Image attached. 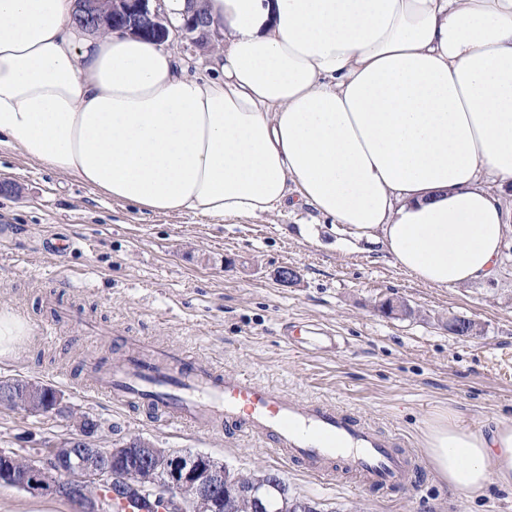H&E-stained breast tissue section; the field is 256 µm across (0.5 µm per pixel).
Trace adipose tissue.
Masks as SVG:
<instances>
[{
	"label": "adipose tissue",
	"mask_w": 512,
	"mask_h": 512,
	"mask_svg": "<svg viewBox=\"0 0 512 512\" xmlns=\"http://www.w3.org/2000/svg\"><path fill=\"white\" fill-rule=\"evenodd\" d=\"M224 49L79 38L74 0H0V144L152 214L294 202L418 280L495 276L512 212V0H205ZM449 489H512V422L425 434Z\"/></svg>",
	"instance_id": "adipose-tissue-1"
}]
</instances>
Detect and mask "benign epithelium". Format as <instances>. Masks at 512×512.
I'll list each match as a JSON object with an SVG mask.
<instances>
[{"mask_svg": "<svg viewBox=\"0 0 512 512\" xmlns=\"http://www.w3.org/2000/svg\"><path fill=\"white\" fill-rule=\"evenodd\" d=\"M203 0H188V15L183 22L172 25L158 7H150V0H80L79 17L90 18L97 30L149 33L160 41L169 38L189 40L203 50L212 48L211 36L217 33L212 26ZM26 408L42 414L67 413L60 393L55 399H43L39 391L32 390ZM81 435L70 443L51 449L55 460L54 472L49 473L35 464L18 465V458L10 453H0V484H6L31 494L47 489L64 490L76 501L77 512H98L100 503L86 493L88 484L106 485L112 496L126 500L143 498L149 494L171 503L172 512H189L193 502L202 497L214 501L224 498V468L217 466L204 453L187 462L180 454L164 452L147 440L113 448H99L93 437L99 424L83 416L78 421ZM165 454L166 464L159 484L146 491L135 479L138 467ZM240 492L259 501L258 512H278L274 502L266 497L259 486H248Z\"/></svg>", "mask_w": 512, "mask_h": 512, "instance_id": "1", "label": "benign epithelium"}]
</instances>
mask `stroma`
Returning <instances> with one entry per match:
<instances>
[{"label":"stroma","mask_w":512,"mask_h":512,"mask_svg":"<svg viewBox=\"0 0 512 512\" xmlns=\"http://www.w3.org/2000/svg\"><path fill=\"white\" fill-rule=\"evenodd\" d=\"M0 309L43 318L45 297L161 346L194 352L224 371H244L289 394L339 401L403 450L425 456L424 433L451 409L474 430L512 422V232L492 279L435 288L396 266L380 246L310 208L237 223L186 213L144 214L0 145ZM73 251L48 253V238ZM295 268L296 284L276 280ZM391 297L414 317L376 310ZM474 322L477 337L450 334L449 317ZM335 327L338 353L312 357L286 348L284 320ZM119 342L63 326L54 344L30 334L0 358V377L58 390L72 418L0 407V450L27 456L72 437L75 416L99 422L101 448L140 435L170 452H201L235 471L275 473L290 495L317 512H512V490L489 486L473 499L422 467L413 482L381 491L344 471L322 479L277 458L261 441L220 431L168 427L144 409L81 391L88 360L121 354Z\"/></svg>","instance_id":"stroma-1"}]
</instances>
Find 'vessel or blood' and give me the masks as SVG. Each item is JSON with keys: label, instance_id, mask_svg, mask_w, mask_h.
Returning a JSON list of instances; mask_svg holds the SVG:
<instances>
[{"label": "vessel or blood", "instance_id": "b4317fda", "mask_svg": "<svg viewBox=\"0 0 512 512\" xmlns=\"http://www.w3.org/2000/svg\"><path fill=\"white\" fill-rule=\"evenodd\" d=\"M80 321L67 307H54L38 325L44 338L56 335L59 319ZM280 334L293 349L333 353L340 338L329 328L284 322ZM121 358H103L82 378L81 388L113 402L145 408L153 421L223 430L254 438L308 471L353 474L364 485L387 489L410 481L414 458L399 452L397 438L384 435L340 403L296 398L254 378L224 370L196 354L123 337Z\"/></svg>", "mask_w": 512, "mask_h": 512}]
</instances>
